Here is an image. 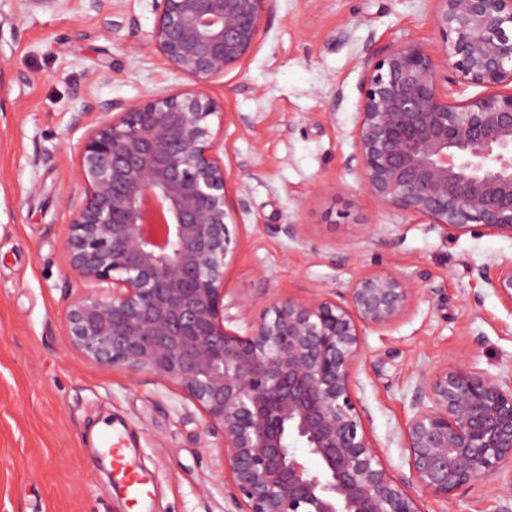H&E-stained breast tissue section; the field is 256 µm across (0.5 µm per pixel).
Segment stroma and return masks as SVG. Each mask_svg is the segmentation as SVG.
I'll return each instance as SVG.
<instances>
[{"label": "stroma", "mask_w": 512, "mask_h": 512, "mask_svg": "<svg viewBox=\"0 0 512 512\" xmlns=\"http://www.w3.org/2000/svg\"><path fill=\"white\" fill-rule=\"evenodd\" d=\"M137 30L106 26L87 0L66 10L0 0V512H125L108 484L110 458L92 442L103 424L137 439L153 481L142 512H237L224 482L222 439L181 390L104 369L64 338L69 301L84 284L68 269L64 199L88 127H74L83 90L100 101L174 92L185 78L142 45L152 0H123ZM435 0H276L255 51L205 91L224 104L228 192L247 182L226 258L233 329L275 297L343 292L360 274L409 276L419 292L391 327L366 330L354 392L390 473L425 512H505L488 483L451 500L412 482L401 432L422 371L466 360L512 376V305L481 274L512 259V238L448 236L364 194L352 132L369 44L435 48ZM110 63L112 77L97 78ZM304 226L288 238L283 224ZM383 239L369 247V234Z\"/></svg>", "instance_id": "35a3bbf8"}]
</instances>
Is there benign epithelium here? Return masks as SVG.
<instances>
[{
  "label": "benign epithelium",
  "instance_id": "obj_1",
  "mask_svg": "<svg viewBox=\"0 0 512 512\" xmlns=\"http://www.w3.org/2000/svg\"><path fill=\"white\" fill-rule=\"evenodd\" d=\"M437 49H365L355 153L366 195L443 232L512 236V0H436ZM274 0H152L150 54L191 85L137 101L86 102L94 124L65 201L66 263L94 288L66 310L68 345L102 368L177 385L221 432L238 512H423L383 463L354 395L367 329L417 292L406 276L356 278L342 300L276 299L230 327L226 258L236 205L226 191L224 108L201 85L255 50ZM89 8L121 29L116 0ZM455 72L440 83L439 58ZM469 86L482 96L460 93ZM512 304V260L488 279ZM403 431L412 481L448 500L512 473V377L464 361L421 373Z\"/></svg>",
  "mask_w": 512,
  "mask_h": 512
}]
</instances>
